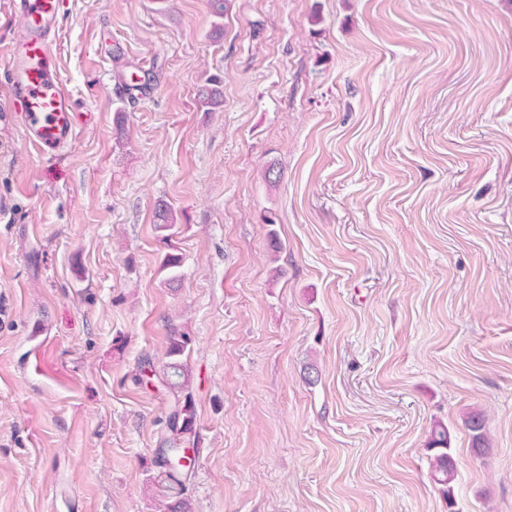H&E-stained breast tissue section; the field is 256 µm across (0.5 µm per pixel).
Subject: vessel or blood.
I'll list each match as a JSON object with an SVG mask.
<instances>
[{"label": "vessel or blood", "mask_w": 512, "mask_h": 512, "mask_svg": "<svg viewBox=\"0 0 512 512\" xmlns=\"http://www.w3.org/2000/svg\"><path fill=\"white\" fill-rule=\"evenodd\" d=\"M13 5L23 35L8 50L9 107L28 143L41 155H53L71 145L77 134L74 105L52 66L50 51L60 0H14Z\"/></svg>", "instance_id": "obj_1"}]
</instances>
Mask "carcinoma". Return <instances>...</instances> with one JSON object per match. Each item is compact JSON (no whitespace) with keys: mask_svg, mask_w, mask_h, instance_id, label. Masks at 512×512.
Wrapping results in <instances>:
<instances>
[{"mask_svg":"<svg viewBox=\"0 0 512 512\" xmlns=\"http://www.w3.org/2000/svg\"><path fill=\"white\" fill-rule=\"evenodd\" d=\"M199 99L208 111L223 106L224 94L221 82L217 79L209 81L199 90ZM157 222L155 230L161 233V242L168 243L172 230V213L166 206H160L156 212ZM189 346V337L173 335L169 337L167 356L169 362L166 366L168 387L175 391L174 404L168 418V435L164 437L162 445L168 448V455H159L156 465L162 469L161 477L165 483V512H190V503L185 496L183 478L187 475L185 469H175L168 465L167 456L174 455L179 445L191 440L195 434L196 410L187 388L190 376L182 362V356ZM431 448L437 450L435 455V470L444 476L443 482L447 485L454 480V462L450 448V435L447 429L432 431Z\"/></svg>","mask_w":512,"mask_h":512,"instance_id":"cac0c4a2","label":"carcinoma"}]
</instances>
